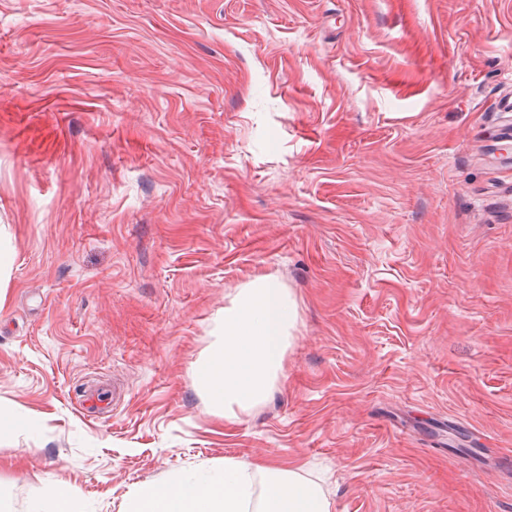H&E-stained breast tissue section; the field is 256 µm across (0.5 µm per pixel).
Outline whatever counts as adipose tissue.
Returning <instances> with one entry per match:
<instances>
[{"label":"adipose tissue","instance_id":"1","mask_svg":"<svg viewBox=\"0 0 512 512\" xmlns=\"http://www.w3.org/2000/svg\"><path fill=\"white\" fill-rule=\"evenodd\" d=\"M297 319L294 295L278 276L258 275L236 288L217 320L216 342L195 365L213 414L236 421L269 400ZM130 512H332V502L296 469L228 459L204 478L143 486Z\"/></svg>","mask_w":512,"mask_h":512}]
</instances>
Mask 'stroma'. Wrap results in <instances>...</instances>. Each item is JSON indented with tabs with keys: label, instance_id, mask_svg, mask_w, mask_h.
I'll return each instance as SVG.
<instances>
[{
	"label": "stroma",
	"instance_id": "obj_1",
	"mask_svg": "<svg viewBox=\"0 0 512 512\" xmlns=\"http://www.w3.org/2000/svg\"><path fill=\"white\" fill-rule=\"evenodd\" d=\"M512 0H0V512L236 458L332 512H512ZM298 303L234 422L196 362ZM298 319L293 293L274 274L250 278L224 304L216 342L195 374L212 413L239 420L277 388Z\"/></svg>",
	"mask_w": 512,
	"mask_h": 512
}]
</instances>
